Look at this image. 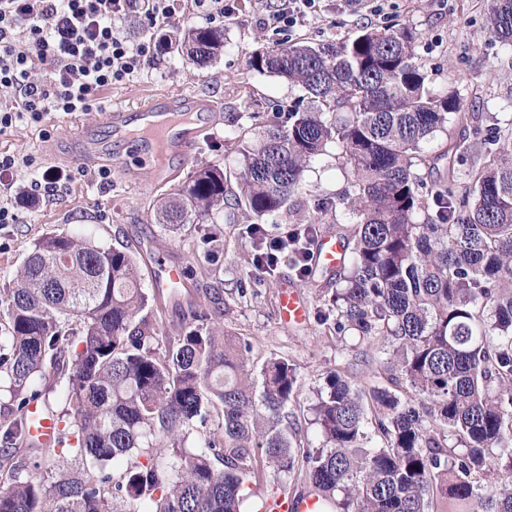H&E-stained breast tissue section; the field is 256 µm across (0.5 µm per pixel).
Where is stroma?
Listing matches in <instances>:
<instances>
[{"label": "stroma", "instance_id": "stroma-1", "mask_svg": "<svg viewBox=\"0 0 512 512\" xmlns=\"http://www.w3.org/2000/svg\"><path fill=\"white\" fill-rule=\"evenodd\" d=\"M231 15L223 22L224 47L212 64L199 67L186 57L159 52L154 62L133 82L98 92L102 106L115 109L134 104L157 91L194 92L207 99L220 115L208 139L191 159L172 156L167 171L172 178L158 184L149 166L128 159L123 144L112 146L84 164L77 145L69 139L70 117L53 114L38 125L20 124L0 137V152L30 155L44 167L70 170L71 178L53 202L23 209V223L0 224V289L12 284L32 242L48 233H77L102 244H124L150 276L155 257L174 260L188 269L181 305L167 304L159 320L163 334L175 335L189 321L186 303L210 309L213 321L225 333L251 343L255 363L285 357L294 364L298 383L290 406L291 429L297 440L318 443L313 406L317 392L331 371L345 374L361 387L387 386L380 368L379 347L353 334H340L320 317L324 299L315 284L298 276L292 263H280L273 274H260L255 249L244 222L226 217L203 218L184 225L178 233L164 231L158 222L157 202L177 190L197 169L214 166L232 177L239 166L237 144L230 131L245 127L257 133L263 118L254 117L256 104L281 109L299 91L277 76L249 67L253 53L281 41L326 43L357 36L362 27L407 24L419 33L416 61L441 91L454 88L462 111L474 115L468 126L452 136L437 134L427 145L430 153L448 151L450 158L437 169L420 168L425 185L454 165L464 172L481 162L489 138L512 130V48L493 36L483 0H321L317 12L292 28L273 32L259 18L266 0H227ZM111 171L110 185H100V167ZM348 185L347 174L334 155H326L304 173V196L292 201L301 211L304 201L336 197ZM293 285L308 308L306 320L282 323L279 313L281 281Z\"/></svg>", "mask_w": 512, "mask_h": 512}]
</instances>
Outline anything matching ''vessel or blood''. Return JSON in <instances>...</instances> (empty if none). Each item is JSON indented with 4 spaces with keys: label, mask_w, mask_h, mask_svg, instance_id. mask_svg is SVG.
<instances>
[{
    "label": "vessel or blood",
    "mask_w": 512,
    "mask_h": 512,
    "mask_svg": "<svg viewBox=\"0 0 512 512\" xmlns=\"http://www.w3.org/2000/svg\"><path fill=\"white\" fill-rule=\"evenodd\" d=\"M206 104L191 95L172 96L159 93L133 109H106L99 114V124L115 140L125 142L132 155L141 161L170 149L191 154L199 144L204 126L192 120L195 112L206 111ZM342 254V245L334 235H322L313 245L312 258L321 265H336ZM187 280L183 264L161 262L152 271L153 288L164 290L173 286L185 287ZM279 317L282 322H301L307 317V307L288 283H281ZM30 433L40 445L48 446L57 439L53 419L38 400L25 407ZM317 498L280 495L267 504L269 512H317Z\"/></svg>",
    "instance_id": "obj_1"
}]
</instances>
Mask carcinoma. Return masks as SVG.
Returning a JSON list of instances; mask_svg holds the SVG:
<instances>
[{"label":"carcinoma","instance_id":"cac0c4a2","mask_svg":"<svg viewBox=\"0 0 512 512\" xmlns=\"http://www.w3.org/2000/svg\"><path fill=\"white\" fill-rule=\"evenodd\" d=\"M491 32L512 45V0H484ZM409 25L365 28L353 39L279 44L249 65L298 87L302 98L238 142L239 193L202 167L159 202L176 232L195 214L243 211L262 245L302 191L310 165L336 149L350 179L336 201L305 207L297 230L336 232L343 258L321 322L381 344L396 380L358 389L327 375L314 408L322 441L294 440L289 405L296 368L282 357L253 374L252 346L190 307L175 336L159 330V297L137 257L61 233L36 239L14 286L0 291L7 329L0 376L10 407L0 417V512H242L257 474L279 486L304 476L319 512H512V150L487 153L460 193L455 176L427 192L426 145L468 121L457 94L429 87ZM199 66L224 47V29L190 26L161 41ZM63 424L30 456L23 411L51 407ZM375 409L367 416V407ZM217 417V430L209 428ZM465 452L455 454L448 440ZM508 483H482L489 459Z\"/></svg>","mask_w":512,"mask_h":512}]
</instances>
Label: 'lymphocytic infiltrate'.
<instances>
[{
  "label": "lymphocytic infiltrate",
  "instance_id": "lymphocytic-infiltrate-1",
  "mask_svg": "<svg viewBox=\"0 0 512 512\" xmlns=\"http://www.w3.org/2000/svg\"><path fill=\"white\" fill-rule=\"evenodd\" d=\"M172 17L171 0H0V136L54 112L90 111L99 91L132 81L159 51L152 39L129 40L118 22L155 29ZM67 179L32 156L0 152V224L19 223L18 203L53 201Z\"/></svg>",
  "mask_w": 512,
  "mask_h": 512
}]
</instances>
